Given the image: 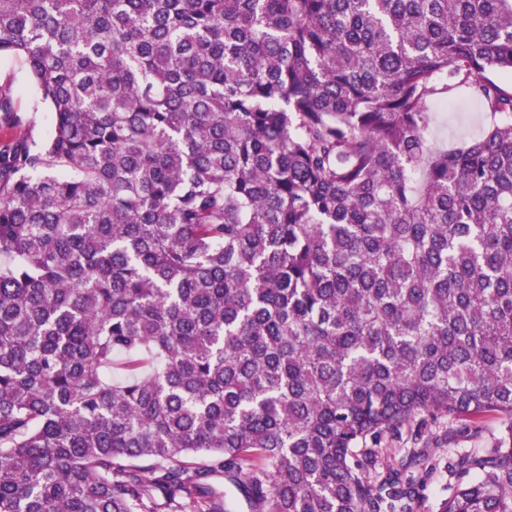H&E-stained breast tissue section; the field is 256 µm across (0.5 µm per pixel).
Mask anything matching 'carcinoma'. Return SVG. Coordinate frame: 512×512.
Listing matches in <instances>:
<instances>
[{
	"label": "carcinoma",
	"instance_id": "carcinoma-1",
	"mask_svg": "<svg viewBox=\"0 0 512 512\" xmlns=\"http://www.w3.org/2000/svg\"><path fill=\"white\" fill-rule=\"evenodd\" d=\"M2 52L54 131L0 149V512H416L382 441L489 415L440 512H512V0H0ZM456 104L436 113L432 141L439 147L460 145L478 136L485 126V113L475 103L460 99Z\"/></svg>",
	"mask_w": 512,
	"mask_h": 512
}]
</instances>
